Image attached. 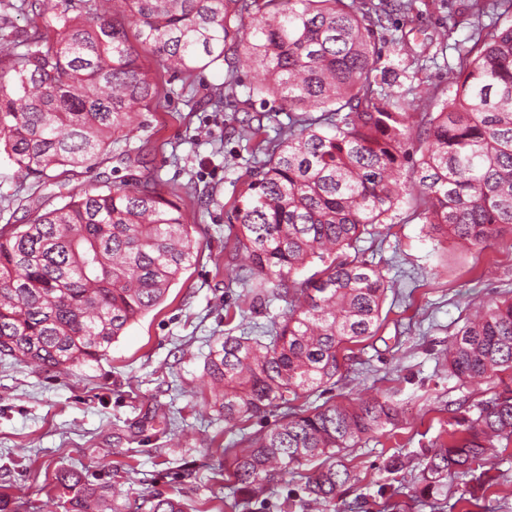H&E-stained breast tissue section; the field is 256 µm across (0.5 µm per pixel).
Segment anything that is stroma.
Listing matches in <instances>:
<instances>
[{
	"label": "stroma",
	"instance_id": "stroma-1",
	"mask_svg": "<svg viewBox=\"0 0 512 512\" xmlns=\"http://www.w3.org/2000/svg\"><path fill=\"white\" fill-rule=\"evenodd\" d=\"M457 5L458 0H414L409 16H393L376 36L383 63L397 61L394 40L400 34L425 59L423 69L391 88L395 94L412 91L417 116L438 112L449 95L448 70L461 64L454 50L441 49L443 31L472 45L478 28L492 22L488 16L471 17L449 28L448 13ZM224 77L221 68L162 74L167 96L144 114L145 125L132 138L143 148V162L117 171L109 159L99 167L105 178L150 175L161 192L188 184L195 196H203L204 206L194 199L182 204L196 226V263L101 360L59 373L0 359V494L20 500L21 512H49L52 501L68 498L67 490L53 484L60 470L114 483L134 508L148 495L173 493L198 512L207 498L223 493L213 479L219 449L241 447L242 435L280 419L273 410L243 428H228L202 405L209 394L204 359L217 339L259 335L284 307L276 301L253 313L241 311L242 290L226 275L224 254L234 237L227 214L253 166L239 122L251 114L271 131L287 125L288 114L271 99L244 105L241 92L223 111L205 107ZM360 247L392 286L384 321L375 336L347 345L334 385L298 404L307 409L376 396L400 406L396 428L373 434L346 454L358 480L348 485L345 500L353 505L357 496L366 499L364 508L353 505L352 512H385L380 485L395 478L408 489L413 477L390 476L384 461L398 452L424 457L447 431L452 408L471 409L486 395L488 382L460 384L449 377L441 357L471 310L512 297V236L482 249L439 238L405 201ZM155 403L170 410L172 428L150 418ZM503 456L499 483L480 507H469V487L459 479L449 484L441 512H512V446Z\"/></svg>",
	"mask_w": 512,
	"mask_h": 512
}]
</instances>
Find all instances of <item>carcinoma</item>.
I'll return each instance as SVG.
<instances>
[{"label":"carcinoma","mask_w":512,"mask_h":512,"mask_svg":"<svg viewBox=\"0 0 512 512\" xmlns=\"http://www.w3.org/2000/svg\"><path fill=\"white\" fill-rule=\"evenodd\" d=\"M111 2L0 0V155L36 188L55 170L91 173L110 154L136 163L142 147L131 134L164 94L140 54L167 73L226 64L231 85L241 61L256 68L247 100L279 101L288 126L273 138L261 124L244 133L262 159L228 215L236 233L224 271L250 307L285 309L266 335H228L211 348L203 404L232 427L280 411L243 447L221 449L234 507L247 512L298 472L304 497L292 508L345 512L354 475L344 452L397 426L400 412L378 399L294 403L333 382L345 344L377 332L387 285L357 243L402 201L405 167L431 231L475 248L512 234V23L494 24L476 54L443 37L465 64L448 68L452 94L419 122L405 96L380 89L408 66L378 67L375 32L390 13L374 0H121L135 45ZM12 10L31 14L29 30L9 31ZM415 140L426 144L418 160ZM21 209L24 223L0 225V356L38 370L106 356L198 256L194 225L151 176L77 187L51 207L32 194ZM312 263L319 269L295 278ZM444 362L461 382L512 372V299L466 319ZM476 408L448 422L421 464L418 504L435 507L459 477L475 491L497 482L490 451L512 442V388ZM55 484L73 491L64 512H128L113 485L80 472L61 470ZM146 503V512H187L161 493Z\"/></svg>","instance_id":"obj_1"}]
</instances>
